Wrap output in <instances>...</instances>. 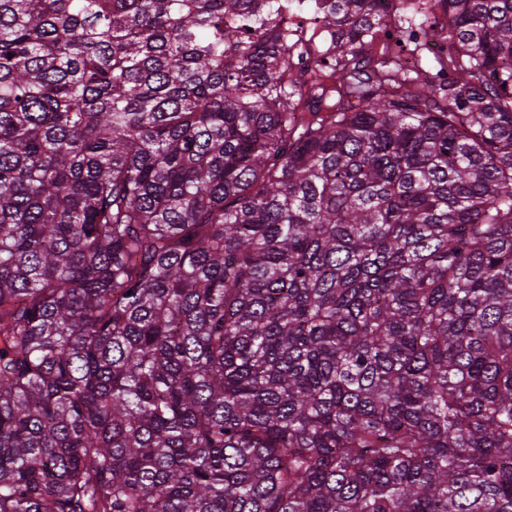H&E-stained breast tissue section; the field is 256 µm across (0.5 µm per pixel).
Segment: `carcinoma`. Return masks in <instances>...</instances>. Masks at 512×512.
<instances>
[{"instance_id": "carcinoma-1", "label": "carcinoma", "mask_w": 512, "mask_h": 512, "mask_svg": "<svg viewBox=\"0 0 512 512\" xmlns=\"http://www.w3.org/2000/svg\"><path fill=\"white\" fill-rule=\"evenodd\" d=\"M294 112L279 0H0V512H512V0Z\"/></svg>"}]
</instances>
